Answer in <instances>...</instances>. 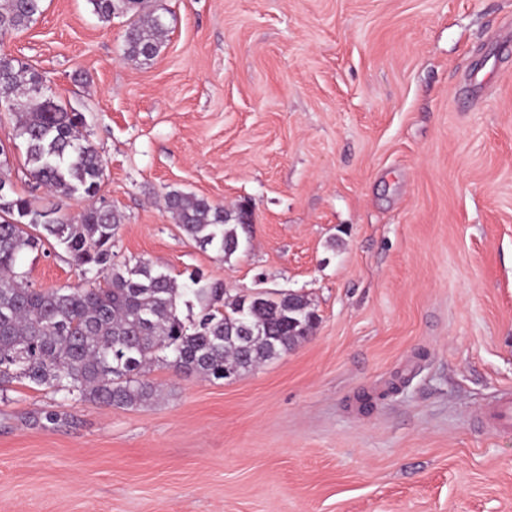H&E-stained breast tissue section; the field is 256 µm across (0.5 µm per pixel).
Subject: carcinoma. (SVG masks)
Returning a JSON list of instances; mask_svg holds the SVG:
<instances>
[{"instance_id":"carcinoma-1","label":"carcinoma","mask_w":512,"mask_h":512,"mask_svg":"<svg viewBox=\"0 0 512 512\" xmlns=\"http://www.w3.org/2000/svg\"><path fill=\"white\" fill-rule=\"evenodd\" d=\"M43 0H0V35L28 28L42 14ZM107 23L133 14L124 35V56L155 58L169 23L155 0H88ZM41 79L0 52V102L14 120L15 138L36 186L65 196L96 194L103 161L82 133L83 117L55 97L24 96ZM168 212L197 246L228 260L250 241L243 207L183 191L165 194ZM121 225L114 210L91 207L78 219L57 216L23 197L0 194V385L24 377L62 393L63 405L95 402L128 407L156 393L146 373L163 363L186 377L221 380L274 360L313 335L319 316L305 295L284 292L226 295L224 283L198 274L177 284L146 261L112 262ZM55 240L80 269L81 283L36 289L17 271L18 257ZM203 304L198 319L179 314L183 298Z\"/></svg>"}]
</instances>
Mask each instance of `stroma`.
<instances>
[{
    "label": "stroma",
    "instance_id": "1",
    "mask_svg": "<svg viewBox=\"0 0 512 512\" xmlns=\"http://www.w3.org/2000/svg\"><path fill=\"white\" fill-rule=\"evenodd\" d=\"M145 64L129 17L44 0L0 38L82 112L94 197L33 188L0 111L9 181L74 217L122 216L113 263L229 294H305L306 341L230 381L152 365L151 404L69 407L0 391V512H512V431L476 417L512 389V0H158ZM252 214L247 249L202 250L164 204ZM78 282L58 244L17 264Z\"/></svg>",
    "mask_w": 512,
    "mask_h": 512
}]
</instances>
